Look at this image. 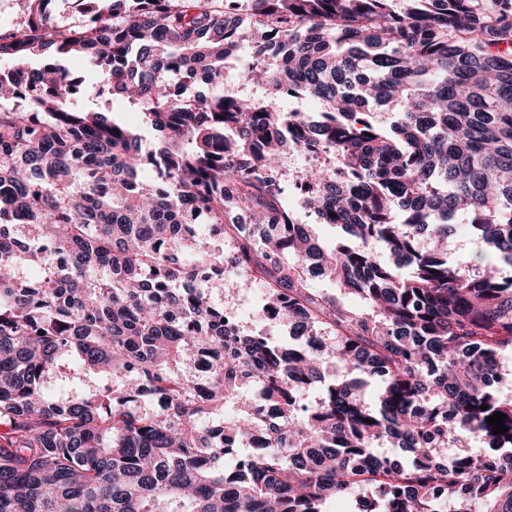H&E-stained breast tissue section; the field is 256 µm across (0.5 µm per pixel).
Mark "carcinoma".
<instances>
[{
  "label": "carcinoma",
  "mask_w": 512,
  "mask_h": 512,
  "mask_svg": "<svg viewBox=\"0 0 512 512\" xmlns=\"http://www.w3.org/2000/svg\"><path fill=\"white\" fill-rule=\"evenodd\" d=\"M17 2L0 27V512H512V0H73L76 26ZM242 43L257 98L224 94ZM105 94L141 110L151 148L85 103ZM288 146L327 162L302 207L344 240L295 219ZM459 219L465 263L446 245ZM231 274L288 342L215 303Z\"/></svg>",
  "instance_id": "1"
}]
</instances>
